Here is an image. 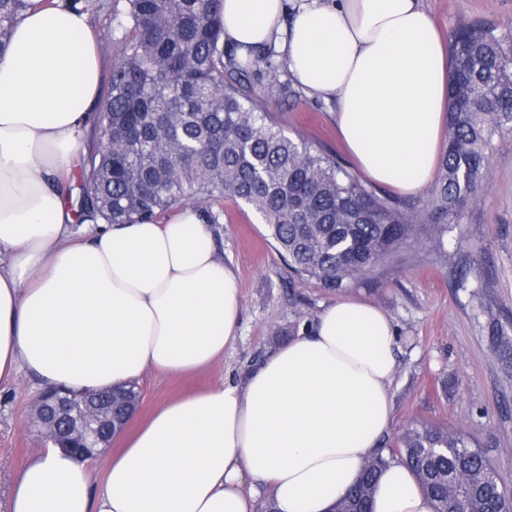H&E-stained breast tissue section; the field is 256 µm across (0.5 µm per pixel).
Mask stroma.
Returning a JSON list of instances; mask_svg holds the SVG:
<instances>
[{"label":"stroma","mask_w":512,"mask_h":512,"mask_svg":"<svg viewBox=\"0 0 512 512\" xmlns=\"http://www.w3.org/2000/svg\"><path fill=\"white\" fill-rule=\"evenodd\" d=\"M89 18L104 74H111L125 30L116 20L127 0H99ZM442 38L463 25L512 28V0H421ZM252 95L292 138L314 142L346 167L354 161L339 139L333 102L288 97L284 66L250 64ZM224 261L237 275L240 334L222 361L194 375L146 372L143 400L126 433L166 401L239 382L270 350L310 325L339 295L297 277L255 213L224 202L217 226ZM346 296L381 307L395 331L393 410L381 446L408 430L435 425L460 433L494 469L512 499V132L494 137L478 200L449 225L443 250L421 245L354 280ZM39 389L24 381L0 387V500L44 439L32 426Z\"/></svg>","instance_id":"35a3bbf8"}]
</instances>
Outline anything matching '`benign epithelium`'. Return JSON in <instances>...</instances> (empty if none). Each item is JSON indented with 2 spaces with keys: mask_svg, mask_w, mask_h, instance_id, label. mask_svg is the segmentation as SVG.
<instances>
[{
  "mask_svg": "<svg viewBox=\"0 0 512 512\" xmlns=\"http://www.w3.org/2000/svg\"><path fill=\"white\" fill-rule=\"evenodd\" d=\"M140 403L139 395L111 389L79 397L48 390L34 402L31 422L54 444L91 459L126 427Z\"/></svg>",
  "mask_w": 512,
  "mask_h": 512,
  "instance_id": "obj_1",
  "label": "benign epithelium"
}]
</instances>
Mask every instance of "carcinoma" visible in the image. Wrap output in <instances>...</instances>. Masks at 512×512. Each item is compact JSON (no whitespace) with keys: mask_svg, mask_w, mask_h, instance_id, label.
<instances>
[{"mask_svg":"<svg viewBox=\"0 0 512 512\" xmlns=\"http://www.w3.org/2000/svg\"><path fill=\"white\" fill-rule=\"evenodd\" d=\"M100 136L79 176V222H157L190 200L208 224L223 198L255 211L299 275L342 292L400 250H439L477 198L492 139L512 131V31L471 25L449 44L448 136L431 199L404 203L367 188L312 144L282 132L244 89L224 46L217 0H127ZM26 0H0V45ZM403 463L436 512H512L482 454L458 433L408 430L378 451L338 502L372 512L378 472Z\"/></svg>","mask_w":512,"mask_h":512,"instance_id":"1","label":"carcinoma"}]
</instances>
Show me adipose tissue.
Returning a JSON list of instances; mask_svg holds the SVG:
<instances>
[{"label":"adipose tissue","instance_id":"adipose-tissue-1","mask_svg":"<svg viewBox=\"0 0 512 512\" xmlns=\"http://www.w3.org/2000/svg\"><path fill=\"white\" fill-rule=\"evenodd\" d=\"M239 60L274 46L292 78L336 99L359 170L403 194L431 182L448 121V52L420 0H217ZM101 98L87 13L30 0L0 51V385L76 393L150 370L202 371L241 323L236 273L186 206L162 223H74L64 171ZM395 331L353 298L224 384L168 401L102 480L50 444L7 512H331L392 412ZM400 462L373 512H435Z\"/></svg>","mask_w":512,"mask_h":512}]
</instances>
